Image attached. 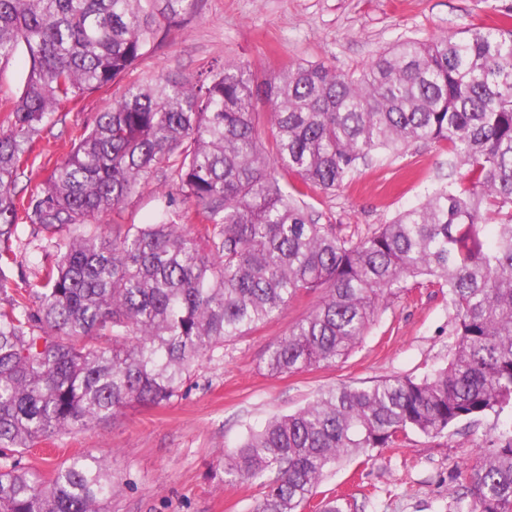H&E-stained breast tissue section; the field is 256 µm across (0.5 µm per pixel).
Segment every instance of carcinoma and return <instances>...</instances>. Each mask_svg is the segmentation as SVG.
Segmentation results:
<instances>
[{"label":"carcinoma","mask_w":512,"mask_h":512,"mask_svg":"<svg viewBox=\"0 0 512 512\" xmlns=\"http://www.w3.org/2000/svg\"><path fill=\"white\" fill-rule=\"evenodd\" d=\"M197 4L0 0V61L22 44L29 62L20 94L0 103V512H109L120 483L94 451L47 477L15 454L131 404L171 403L200 359L303 292L321 300L270 347V375L346 357L410 278L448 289L454 351L421 378L341 384L249 429L224 475L263 486L255 512H303L344 456L512 411V29L406 37L357 72L298 63L258 81L228 60L198 80L133 78ZM108 85L112 105L73 131L51 176L17 189L59 105ZM414 142L447 143L468 185H440L356 240L302 199ZM161 177L176 191L159 192L158 221L91 231ZM20 224L72 230L24 291L5 274ZM469 481L470 512H512V423Z\"/></svg>","instance_id":"1"}]
</instances>
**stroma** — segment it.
I'll use <instances>...</instances> for the list:
<instances>
[{"mask_svg":"<svg viewBox=\"0 0 512 512\" xmlns=\"http://www.w3.org/2000/svg\"><path fill=\"white\" fill-rule=\"evenodd\" d=\"M512 9V0H199L191 23L171 31L165 45L141 62L142 77L194 76L227 60L251 63L256 76L305 62L351 72L401 37L463 32ZM112 88L61 104L37 138L45 155L33 175L46 180L70 150L71 135L111 105ZM446 143L411 144L403 154L373 159L333 193H310L306 202L339 236L371 233L399 211L417 205L447 180ZM160 202L152 188L105 217L116 224L149 222ZM33 227H18L19 266L11 278L34 281L51 249L32 245ZM319 301L302 295L283 316L248 336L226 342L220 359L200 361L181 395L163 407L131 406L93 428L44 441L19 455L21 466L50 473L72 455L95 449L122 487L112 512H253L262 497L255 483L224 477V456L248 428L306 406L320 389L343 383L368 386L386 377H421L444 367L455 345L448 297L424 278L408 280L381 308L369 332L335 365L269 376V346L288 333ZM512 422L490 413L438 437L412 433L398 448L374 449L373 461L343 458L322 484L347 496L348 512H454L463 486L457 471L477 461L487 440Z\"/></svg>","mask_w":512,"mask_h":512,"instance_id":"35a3bbf8","label":"stroma"}]
</instances>
